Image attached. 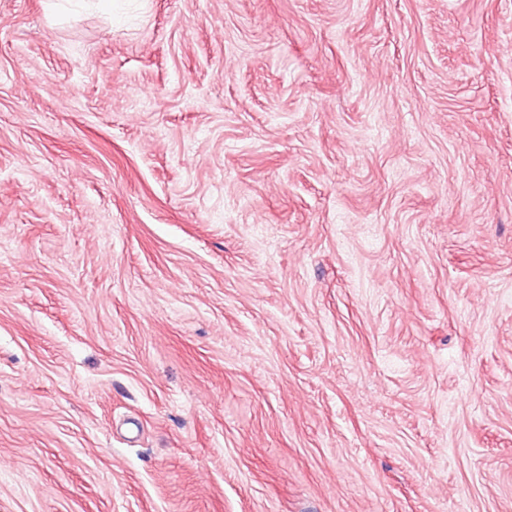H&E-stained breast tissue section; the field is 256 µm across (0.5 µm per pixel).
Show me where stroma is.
Masks as SVG:
<instances>
[{
  "label": "stroma",
  "mask_w": 512,
  "mask_h": 512,
  "mask_svg": "<svg viewBox=\"0 0 512 512\" xmlns=\"http://www.w3.org/2000/svg\"><path fill=\"white\" fill-rule=\"evenodd\" d=\"M0 512H512V0H0Z\"/></svg>",
  "instance_id": "obj_1"
}]
</instances>
